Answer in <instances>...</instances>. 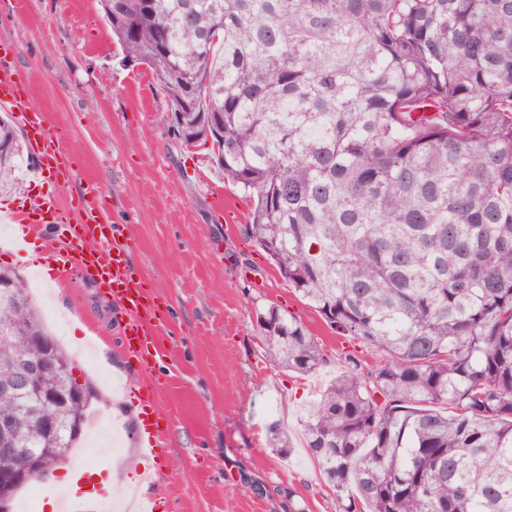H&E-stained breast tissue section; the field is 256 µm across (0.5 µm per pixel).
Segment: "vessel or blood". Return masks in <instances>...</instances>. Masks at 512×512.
<instances>
[{"instance_id":"vessel-or-blood-1","label":"vessel or blood","mask_w":512,"mask_h":512,"mask_svg":"<svg viewBox=\"0 0 512 512\" xmlns=\"http://www.w3.org/2000/svg\"><path fill=\"white\" fill-rule=\"evenodd\" d=\"M0 112L10 115L23 132L36 160L37 176L63 181L69 176V157L59 146L56 129L46 112L34 100L26 82L17 72L14 59L0 54ZM102 189L88 184L80 192L74 213L62 211L53 197L39 195L20 202L0 203V219L14 226L11 246L22 248L30 242L36 226L56 224L62 230L54 252L58 263L76 264L85 269L97 286L111 296L123 322L122 347L136 360L141 374H150L158 362L159 336L156 310L141 279L135 278L127 252L116 247L123 227L109 223L101 213ZM135 407L138 411L139 445L156 452L159 429L155 420L153 390H146Z\"/></svg>"}]
</instances>
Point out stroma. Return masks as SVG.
<instances>
[{
  "mask_svg": "<svg viewBox=\"0 0 512 512\" xmlns=\"http://www.w3.org/2000/svg\"><path fill=\"white\" fill-rule=\"evenodd\" d=\"M2 45L76 161L65 185L22 170L24 195L51 192L67 210L87 182L98 183L107 218L124 227L132 270L166 312L162 358L147 381L122 352L111 297L89 276L70 265L41 285L36 267L8 253L47 329L64 334L76 373L98 393L92 415L111 414L116 386L99 377L102 368L120 371L126 390L147 383L156 394L161 454L146 455L144 472L122 485L143 488L154 512H334L300 416L346 369L345 352L365 366L376 354L331 328L247 238L249 200L207 167L201 149L182 146L155 76L124 62L99 0H0ZM271 304L308 330L325 359L318 372L302 376L266 358L256 310ZM276 426L291 441L288 457L272 446ZM135 430H90L80 445L92 451L91 470L114 448L135 451Z\"/></svg>",
  "mask_w": 512,
  "mask_h": 512,
  "instance_id": "35a3bbf8",
  "label": "stroma"
}]
</instances>
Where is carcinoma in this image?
<instances>
[{
    "instance_id": "1",
    "label": "carcinoma",
    "mask_w": 512,
    "mask_h": 512,
    "mask_svg": "<svg viewBox=\"0 0 512 512\" xmlns=\"http://www.w3.org/2000/svg\"><path fill=\"white\" fill-rule=\"evenodd\" d=\"M156 75L179 136L253 203L247 237L352 354L300 417L337 512H512V0H123L103 12ZM28 158L0 117V194ZM5 347L47 336L0 268ZM264 354L324 358L293 315L258 309ZM48 377L0 400L23 448L70 439L87 404ZM46 403L60 433L25 405Z\"/></svg>"
}]
</instances>
